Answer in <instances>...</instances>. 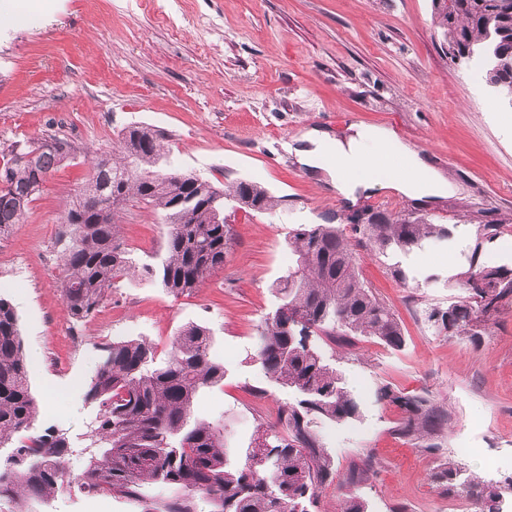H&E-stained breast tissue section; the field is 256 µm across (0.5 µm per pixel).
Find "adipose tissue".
Instances as JSON below:
<instances>
[{
  "label": "adipose tissue",
  "instance_id": "ef3b65f1",
  "mask_svg": "<svg viewBox=\"0 0 512 512\" xmlns=\"http://www.w3.org/2000/svg\"><path fill=\"white\" fill-rule=\"evenodd\" d=\"M299 164L313 172H323L331 186L347 204H355L359 192L376 188L369 171L374 159L392 151L403 160L405 171L389 183L412 200L433 201L448 196L452 185L431 169L419 152L400 141L384 127H360L349 137L330 138L325 132L305 130L294 144L288 145Z\"/></svg>",
  "mask_w": 512,
  "mask_h": 512
}]
</instances>
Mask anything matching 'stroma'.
Returning <instances> with one entry per match:
<instances>
[{"instance_id":"obj_1","label":"stroma","mask_w":512,"mask_h":512,"mask_svg":"<svg viewBox=\"0 0 512 512\" xmlns=\"http://www.w3.org/2000/svg\"><path fill=\"white\" fill-rule=\"evenodd\" d=\"M353 124L394 131L455 192L418 202L378 188L351 207L285 148L303 130L336 136ZM132 125L164 134L162 171L219 187L256 182L281 204L248 213L226 202L237 244L192 294L175 297L150 277H127L76 324L61 292V215L94 156L110 153ZM46 135L73 152L24 223L0 235V296L16 310L25 351L37 355L29 363L35 427L67 432L72 472L85 462L95 409L84 392L101 344L141 336L163 352L190 323L210 329L226 370L194 415L223 421L229 446H248L257 426L275 422L294 399L253 359L256 328L279 303L273 286L294 264L289 233L330 216L342 225L368 209L425 215L451 236L407 253L359 251L360 275L399 318L405 343L394 350L360 336L350 346L323 338L361 416L316 423L336 477L318 489L310 512H340L352 491L367 512H444L449 496L433 475L451 462L488 480L512 479V307L473 338L439 334L425 319L461 297L455 278L476 223L499 225L484 257L512 266V105L472 62L451 61L431 0H0V147ZM119 234L136 264L164 254L160 220L142 205L126 208ZM395 264L405 281L391 276ZM385 385L447 408L436 448L396 435L402 412L379 400ZM32 508L129 512L76 491Z\"/></svg>"}]
</instances>
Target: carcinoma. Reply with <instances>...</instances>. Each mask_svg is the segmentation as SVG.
I'll list each match as a JSON object with an SVG mask.
<instances>
[{
  "label": "carcinoma",
  "instance_id": "carcinoma-1",
  "mask_svg": "<svg viewBox=\"0 0 512 512\" xmlns=\"http://www.w3.org/2000/svg\"><path fill=\"white\" fill-rule=\"evenodd\" d=\"M434 22L451 59L476 61L484 83L498 91L512 86V0H432ZM69 144L48 136L0 150V234L24 223L29 205L65 161ZM118 162L96 161L89 175L97 194L69 206L61 217L69 237L63 249L61 282L67 315L91 317L117 280L143 272L174 295L189 294L224 266L233 245L224 222V201L244 210L270 212L278 203L268 190L239 181L217 187L198 175L160 173L163 136L134 126L120 139ZM129 202L152 210L163 224L164 255L156 268L140 270L119 238L120 212ZM361 246L378 254L410 251L425 240L444 242L445 224L422 216L370 213L350 218ZM499 225L480 224L466 268L457 274L464 296L428 315L440 332L461 334L475 323L489 328L512 305V267L483 259L484 244ZM289 249L296 256L288 275L276 283L278 307L257 326L255 360L276 386L297 400L278 409L277 422L262 425L245 448H229L224 424L193 418L198 395L224 385V362L210 349V330L181 328L166 358L144 339L100 346L101 360L84 400L96 414L86 433L87 463L75 475L65 466L71 452L66 433L34 431L37 407L29 383L18 316L0 296V503L28 512L27 500L49 501L74 490L112 496L132 512H197L206 499L210 512H309L306 501L333 478L316 421L345 424L360 405L315 336H365L391 349L404 344L395 314L360 277L354 248L341 225L302 224ZM380 398L404 411L397 433L418 448H434L448 412L430 399L384 386ZM450 494H464L479 512H500L504 488L476 476H461L450 463L434 474ZM163 485L165 497H150L147 485Z\"/></svg>",
  "mask_w": 512,
  "mask_h": 512
}]
</instances>
